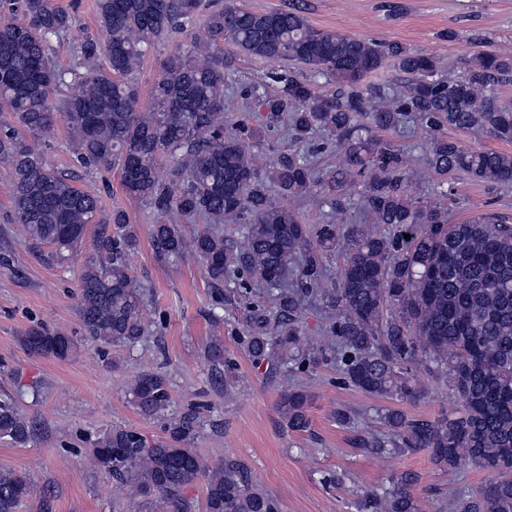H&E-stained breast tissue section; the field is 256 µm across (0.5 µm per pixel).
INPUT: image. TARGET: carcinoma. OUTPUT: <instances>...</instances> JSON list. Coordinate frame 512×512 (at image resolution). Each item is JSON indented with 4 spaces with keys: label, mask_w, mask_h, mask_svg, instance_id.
<instances>
[{
    "label": "carcinoma",
    "mask_w": 512,
    "mask_h": 512,
    "mask_svg": "<svg viewBox=\"0 0 512 512\" xmlns=\"http://www.w3.org/2000/svg\"><path fill=\"white\" fill-rule=\"evenodd\" d=\"M200 0H98L101 38L88 39L67 68L52 60L53 42L73 26L72 16L50 0H0V10H22L25 20L0 21V163L9 166L13 223L36 246L52 248L66 263L83 247L87 225H97L91 256L78 275V320L82 334L106 347H133L155 321L143 313V285L129 255L139 238L120 210L105 216L99 197L53 169L47 157L56 126L64 123L79 164L87 171L112 167L126 194L147 203L164 220L152 225L159 253L177 259L192 252L203 264L216 304L224 301V278L237 276L245 293L270 296L274 312L253 310L243 339L246 352L281 367L280 355L302 350L300 319L308 300L320 297L335 320L332 336L342 351V373L361 391L417 400L426 389L410 378L428 351L457 395L459 408L436 419L412 418L398 408L384 415L387 432L368 429L357 445L376 457L425 450L440 468L471 464L492 473L457 512H512V223L484 214L450 224L441 208L409 196L402 154L362 138L365 129L388 131L417 117L429 135L430 165L486 183H512V156L474 150L440 134L448 126L489 130L512 141V100L498 86L512 81V56L482 51L471 56L457 78L442 74L440 60L400 43H376L313 27L295 7L256 13L241 0H224L193 32ZM190 33V42L168 55L150 101L141 106L131 75L162 37ZM239 55L292 67L280 76L279 95L263 99L281 113L297 141L320 133L336 141L347 171H369L362 202L376 233L360 226L343 232L334 223L310 229L299 214L271 197V187L290 198L316 186L297 156H283L261 169L253 145L224 130V46ZM104 57L105 64H98ZM394 62L410 84L403 92L363 84L366 74ZM311 72L297 78L294 69ZM338 85L334 103L322 100L311 80ZM176 214L188 223L212 224L188 239ZM245 221V245L224 240V222ZM348 241L335 288L323 287L322 252ZM33 354L66 360L73 337L46 328L22 339ZM224 377L225 394L238 379V365L215 337L204 351ZM146 418L165 415L171 403L165 375L147 372L127 388ZM307 396L281 392L278 411L286 426H309ZM196 418L170 422L168 440L150 442L139 432L113 426L98 434L90 460L112 479L127 483L144 504L160 501L169 512H193L187 491L204 481V512H280L278 500L253 489L238 459L209 465L194 448ZM33 423L9 398H0V438L19 447L35 437ZM414 475L397 478L392 489L366 491L358 512H420ZM26 480L0 472V512H17Z\"/></svg>",
    "instance_id": "obj_1"
}]
</instances>
